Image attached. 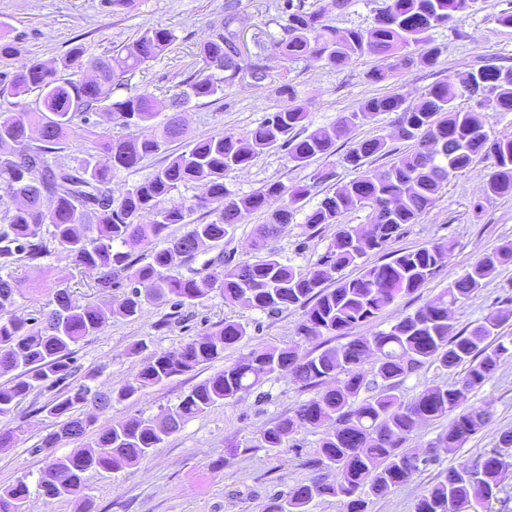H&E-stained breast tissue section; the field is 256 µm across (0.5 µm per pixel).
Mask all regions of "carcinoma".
<instances>
[{"label": "carcinoma", "mask_w": 512, "mask_h": 512, "mask_svg": "<svg viewBox=\"0 0 512 512\" xmlns=\"http://www.w3.org/2000/svg\"><path fill=\"white\" fill-rule=\"evenodd\" d=\"M473 2L383 0L369 27L339 29L324 9L310 10L305 0H285L279 16L282 36L272 48L286 63L316 58L335 67L373 54L377 63L368 78L380 83L416 63L438 64L442 48L430 46L432 31L462 19ZM238 7L239 0H226L224 29L200 45L197 69L179 83L180 91L168 105L171 112L147 89L113 98L114 89L124 85L129 75L171 48L177 35L167 27H147L111 55L90 59L94 75L88 80L60 75L85 57V47L76 44L57 64L33 63L14 72L0 88V96L37 93L34 106L0 113V190L20 200V205L3 212L0 228V374H13L9 383L0 386L1 448L19 440L21 429L10 422L20 401L33 393L55 391L74 373L73 346L104 331L114 319L139 316L149 300L181 309L198 306L217 292L226 302L267 314L302 308L304 334L345 336L378 317L396 299L418 291L445 265L454 249L450 240L403 252L382 264L369 265L363 258L400 235L404 225L416 223L436 204L448 181L478 154L485 152L495 159L487 192L512 196V138H490L485 114L461 110L456 104L458 98L468 96L481 106L511 112V67L483 65L468 70L433 84L413 104L398 93L372 97L358 111L313 130L306 125L305 100L292 84L283 82L277 87L276 111L249 132L187 136L184 107L201 98L224 96V86L237 80L258 74L269 78L260 58L238 53V35L231 28ZM100 109L125 129L148 126L156 131L149 137H114L96 131L90 115ZM379 112L397 114V137L410 142L409 149L387 169L375 171L366 168L367 160L391 153L387 140L371 137L351 146L343 161L355 176L324 194L305 219L310 229L336 225V236L315 267L306 273L296 271L267 250L268 243L330 173H316L311 184L267 183L241 197L228 187L226 177L248 169L272 150L286 151L289 160L302 166L332 156L336 141L350 127ZM75 133L93 150L83 149L73 166L53 164L52 155L65 148ZM176 142L180 148H171ZM158 154L165 155L162 166L121 196L112 195L116 174ZM195 185L203 187V194L176 198L181 189ZM272 198L284 205L256 228L249 243L251 258L224 267L209 260L200 268L190 265L197 257L196 246H217L234 231L242 213L260 212ZM358 208L372 211L377 229L372 244L356 243L350 229L341 225V218ZM201 210L210 221L197 222L194 214ZM174 224L185 227L178 237L168 233ZM52 244L66 253L74 267L97 270L99 290H122L118 301L83 305L59 287L52 289L51 298L36 314L14 316L13 269L44 268ZM131 246L144 249L145 258L132 259L127 251ZM177 264L185 272L168 274ZM509 265L512 243L483 254L443 293L369 338H355L303 358L290 347L253 351L194 386L177 405L95 433L84 447L43 468L38 487L53 499H82L88 472L116 471L142 461L189 419L260 389L273 376L290 374L305 387L329 381L335 386L264 429L262 447L282 448L299 432L330 421L332 426L323 432L312 459L326 474L273 495L261 512H309L310 503L324 496L337 499L344 512H368L373 499L439 463L436 449L459 448L486 425L483 408L471 406L457 414L426 450L407 446L422 423L454 412L493 377L501 359L512 356V336L499 333L512 313V299H505L502 308L466 334L457 331L448 317L449 307L471 300L487 279ZM349 266L358 268L359 275L338 278L334 288L325 286L332 274ZM247 336L248 326L226 322L175 349L154 351L134 380L112 390L107 401L123 402L220 360L224 349ZM369 354L375 355V363L367 373L363 362ZM432 365L457 373L454 384L429 386L405 401L401 383ZM91 395L102 400L90 386L82 385L41 407L58 419V429L44 438L42 447L54 448L88 433L95 419L81 416L79 410ZM501 443L507 451H488L470 464L440 473L437 483L416 501L414 512H490L489 504L498 498L501 485L495 464L512 459V434H504ZM29 494L23 480L0 488V512H26Z\"/></svg>", "instance_id": "carcinoma-1"}]
</instances>
